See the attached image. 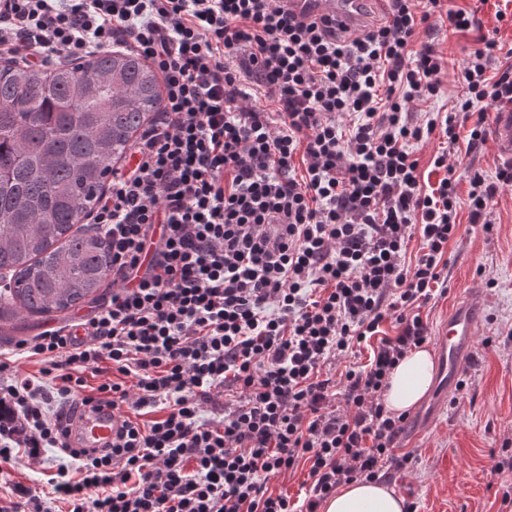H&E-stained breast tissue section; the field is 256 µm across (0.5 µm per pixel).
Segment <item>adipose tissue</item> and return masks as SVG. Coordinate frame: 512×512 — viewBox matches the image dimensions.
<instances>
[{"mask_svg": "<svg viewBox=\"0 0 512 512\" xmlns=\"http://www.w3.org/2000/svg\"><path fill=\"white\" fill-rule=\"evenodd\" d=\"M435 370L432 353L424 347L410 350L388 375L383 401L399 414L415 408L428 391ZM322 512H406L405 500L393 487L378 481H354L325 499Z\"/></svg>", "mask_w": 512, "mask_h": 512, "instance_id": "adipose-tissue-1", "label": "adipose tissue"}]
</instances>
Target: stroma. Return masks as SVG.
<instances>
[{"label":"stroma","instance_id":"1","mask_svg":"<svg viewBox=\"0 0 512 512\" xmlns=\"http://www.w3.org/2000/svg\"><path fill=\"white\" fill-rule=\"evenodd\" d=\"M447 7L471 12L474 26L463 33L449 29L446 18L433 16L417 30L415 45L431 46L447 62L437 97L414 104L419 123L434 113L454 111L463 95L461 69L481 47L483 39L500 46L487 62L489 74L512 66V0H447ZM426 183L440 178L432 165L439 153H447L455 169L458 190L457 236L448 245L447 290L423 309L430 330H437L449 311L471 292L484 300L482 324L467 368L461 376L463 390L451 400L426 428L405 430L399 450L411 454L406 468L391 472L387 479L417 512H512L504 503V492H512V470L495 473L494 460L512 456V186L498 189L489 226L469 221V192L474 173L495 181L504 164L490 143L467 150L458 142L446 151L439 134L411 143ZM45 318L16 311L11 330L0 333V360L10 371L41 380L40 365L14 356L18 340L41 333ZM64 455L56 448L45 449L39 461L20 457L0 476V498L10 499L11 487L20 483L40 492L49 512H60L49 481Z\"/></svg>","mask_w":512,"mask_h":512}]
</instances>
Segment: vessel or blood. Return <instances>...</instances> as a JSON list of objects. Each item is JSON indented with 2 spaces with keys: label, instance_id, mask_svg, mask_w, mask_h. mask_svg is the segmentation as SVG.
Masks as SVG:
<instances>
[{
  "label": "vessel or blood",
  "instance_id": "b4317fda",
  "mask_svg": "<svg viewBox=\"0 0 512 512\" xmlns=\"http://www.w3.org/2000/svg\"><path fill=\"white\" fill-rule=\"evenodd\" d=\"M290 13L303 17L326 16L335 19L337 27L351 32L361 25L364 0H282ZM491 144L499 154L512 159V113H495L491 128ZM483 299L469 294L449 313L438 328L437 349L443 361V372L426 408L414 416L413 427L432 423L451 394L456 379L471 357L482 323ZM119 426V415L109 407H81L67 443L73 448H103L112 441Z\"/></svg>",
  "mask_w": 512,
  "mask_h": 512
}]
</instances>
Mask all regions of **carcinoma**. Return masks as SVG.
Wrapping results in <instances>:
<instances>
[{
  "mask_svg": "<svg viewBox=\"0 0 512 512\" xmlns=\"http://www.w3.org/2000/svg\"><path fill=\"white\" fill-rule=\"evenodd\" d=\"M162 103L158 72L134 57L80 66H0V267L32 316L96 298L108 241L76 227L144 119Z\"/></svg>",
  "mask_w": 512,
  "mask_h": 512,
  "instance_id": "obj_1",
  "label": "carcinoma"
}]
</instances>
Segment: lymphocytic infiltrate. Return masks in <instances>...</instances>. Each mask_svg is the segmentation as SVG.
Returning a JSON list of instances; mask_svg holds the SVG:
<instances>
[{"label": "lymphocytic infiltrate", "instance_id": "lymphocytic-infiltrate-1", "mask_svg": "<svg viewBox=\"0 0 512 512\" xmlns=\"http://www.w3.org/2000/svg\"><path fill=\"white\" fill-rule=\"evenodd\" d=\"M391 2L388 24L345 37L279 0H0V56L42 66L119 48L163 84L133 165L89 213L116 291L79 325L16 344L56 383L61 413L0 364V466L66 449L51 488L68 512H318L338 486L410 461L396 452L409 415L386 410L383 390L430 340L422 309L459 226L447 154L428 189L408 145L437 130L456 145L471 101L512 105V68L487 76L485 40L459 112L418 124L410 105L437 95L445 62L413 50L416 29L439 11L457 32L472 19L443 0ZM471 183L478 224L512 166ZM364 344L367 363L324 375ZM103 362L117 379L87 388ZM126 402L152 420L123 418L99 452L67 448L72 408ZM302 465L303 499L270 490Z\"/></svg>", "mask_w": 512, "mask_h": 512}]
</instances>
